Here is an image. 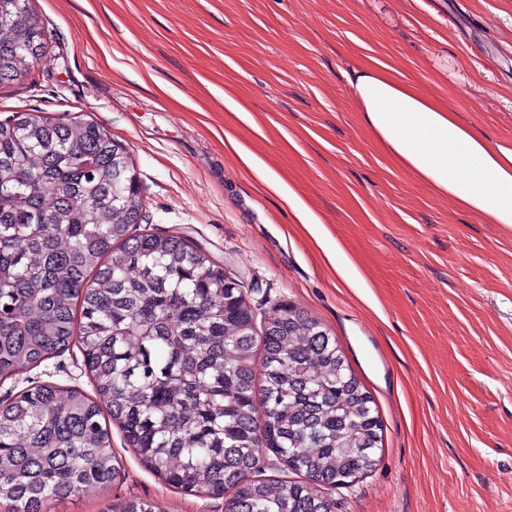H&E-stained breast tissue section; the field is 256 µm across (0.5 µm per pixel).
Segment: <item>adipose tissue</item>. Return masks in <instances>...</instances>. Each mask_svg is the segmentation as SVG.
Returning <instances> with one entry per match:
<instances>
[{
    "label": "adipose tissue",
    "instance_id": "ef3b65f1",
    "mask_svg": "<svg viewBox=\"0 0 512 512\" xmlns=\"http://www.w3.org/2000/svg\"><path fill=\"white\" fill-rule=\"evenodd\" d=\"M350 83L364 128L393 166L486 223L512 229V148L492 142L389 64L369 60L355 69ZM232 149L288 204L309 235L321 240L320 220L293 189L240 144Z\"/></svg>",
    "mask_w": 512,
    "mask_h": 512
}]
</instances>
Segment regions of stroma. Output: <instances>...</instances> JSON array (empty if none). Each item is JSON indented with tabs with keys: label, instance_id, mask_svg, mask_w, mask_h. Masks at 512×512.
<instances>
[{
	"label": "stroma",
	"instance_id": "stroma-1",
	"mask_svg": "<svg viewBox=\"0 0 512 512\" xmlns=\"http://www.w3.org/2000/svg\"><path fill=\"white\" fill-rule=\"evenodd\" d=\"M49 48L0 88V122L38 110L109 129L129 149L143 229L204 248L257 320L283 301L336 338L383 425L378 463L329 490L336 512H512V229L459 209L377 150L349 82L398 66L492 141L512 147V0H31ZM249 112L241 119L224 104ZM292 186L323 244L229 149ZM361 279L343 281L325 249ZM91 391L78 347L0 383ZM109 487L54 512H224L125 448Z\"/></svg>",
	"mask_w": 512,
	"mask_h": 512
}]
</instances>
